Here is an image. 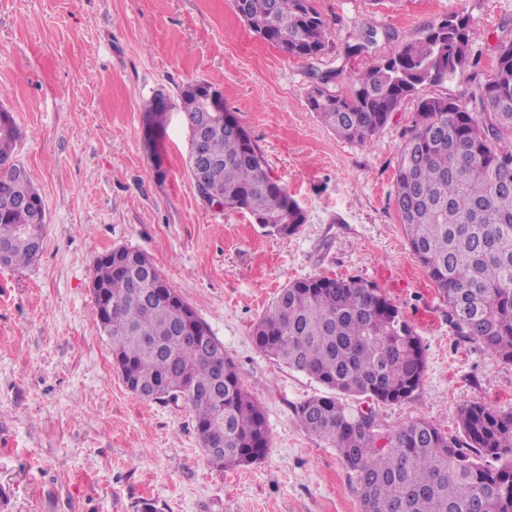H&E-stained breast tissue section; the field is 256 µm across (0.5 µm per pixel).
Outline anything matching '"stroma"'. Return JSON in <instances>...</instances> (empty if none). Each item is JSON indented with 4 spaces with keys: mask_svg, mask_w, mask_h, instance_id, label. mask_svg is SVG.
Segmentation results:
<instances>
[{
    "mask_svg": "<svg viewBox=\"0 0 512 512\" xmlns=\"http://www.w3.org/2000/svg\"><path fill=\"white\" fill-rule=\"evenodd\" d=\"M329 51L294 58L255 35L234 0H0V106L15 118L19 159L37 175L43 248L0 266V512H361L336 449L306 433L295 410L325 395L310 377L255 346V322L282 288L308 277H355L384 292L421 339L422 384L375 407L381 431L417 419L462 438L461 406L512 409V364L457 335L448 306L413 256L395 207V173L417 100L401 101L370 143L340 139L308 107L314 72L348 74L468 14L482 65L512 39V0H313ZM396 31L351 52L358 29ZM205 80L246 127L273 175L307 215L270 235L243 210L204 202L186 167L179 109L163 127L142 108L178 102ZM126 247L149 257L208 325L261 404L266 457L219 469L183 402L131 393L98 329L96 259Z\"/></svg>",
    "mask_w": 512,
    "mask_h": 512,
    "instance_id": "1",
    "label": "stroma"
}]
</instances>
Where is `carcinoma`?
Instances as JSON below:
<instances>
[{"label":"carcinoma","mask_w":512,"mask_h":512,"mask_svg":"<svg viewBox=\"0 0 512 512\" xmlns=\"http://www.w3.org/2000/svg\"><path fill=\"white\" fill-rule=\"evenodd\" d=\"M261 39L294 58L329 50V22L312 0H235ZM469 17L451 14L418 40L348 76L351 90L316 75L308 105L339 137L369 143L398 104L425 84L473 71L468 101L418 98L396 172L395 206L408 245L448 304L458 335L482 342L512 363V41L497 46L493 73L473 52ZM212 84L181 91L191 127ZM154 95L143 105L154 128L172 106ZM20 131L0 109V251L5 267H25L42 249L45 208L33 171L16 154ZM189 172L203 167L199 191L226 209L245 210L268 232L288 237L306 215L266 169L236 116L212 128L203 155L188 152ZM90 291L107 311L99 329L123 369L129 391L153 402L185 401L208 461L251 465L270 448L263 409L246 391L224 344L170 288L143 253L112 250L97 259ZM256 347L329 393L301 404L300 426L337 450L355 479L361 512H512V410L485 403L460 409L464 442L417 419L380 432L374 411L354 413L360 397L400 403L421 386L425 357L413 328L379 289L359 279L313 277L280 290L253 327Z\"/></svg>","instance_id":"carcinoma-1"}]
</instances>
